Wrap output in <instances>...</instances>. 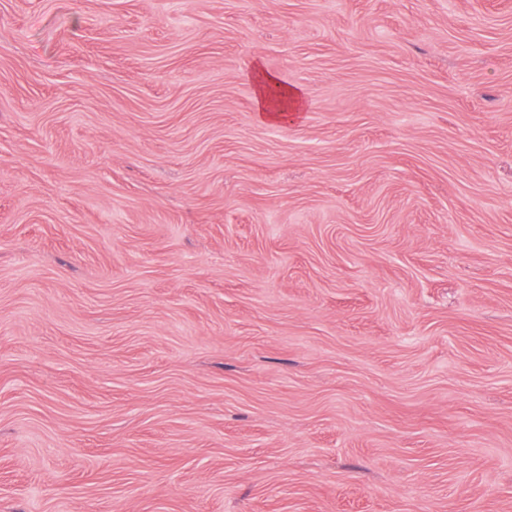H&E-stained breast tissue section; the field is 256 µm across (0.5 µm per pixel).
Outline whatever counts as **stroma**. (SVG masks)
<instances>
[{"mask_svg": "<svg viewBox=\"0 0 512 512\" xmlns=\"http://www.w3.org/2000/svg\"><path fill=\"white\" fill-rule=\"evenodd\" d=\"M0 512H512V0H0ZM255 111L261 120L278 122L289 115H296L304 107V99L297 89L290 88L279 78L264 73L255 75Z\"/></svg>", "mask_w": 512, "mask_h": 512, "instance_id": "obj_1", "label": "stroma"}]
</instances>
